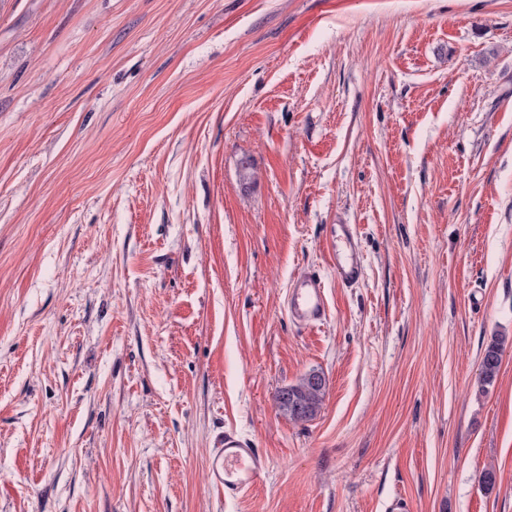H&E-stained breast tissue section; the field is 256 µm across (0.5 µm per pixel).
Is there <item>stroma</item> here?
Wrapping results in <instances>:
<instances>
[{
    "mask_svg": "<svg viewBox=\"0 0 512 512\" xmlns=\"http://www.w3.org/2000/svg\"><path fill=\"white\" fill-rule=\"evenodd\" d=\"M228 428L270 462L239 503ZM398 497L512 512V0H0V512ZM327 251L336 280L345 287H352L363 277V268L358 257V240L352 224L336 227V239L328 242ZM288 316L301 326L313 327L327 315L325 287L319 273L305 269L288 289ZM506 341L507 337L497 336L485 348L479 370L482 388L491 385L497 378ZM311 373L319 372L314 370L308 372L299 380L297 384L279 390L275 397L278 403V397L280 393L288 389V393L290 394L291 392L294 395L295 399L303 405L304 409H306V412L301 416H296L294 410L291 409L290 406H288V403L278 404L279 408L284 413L288 414V417L297 422L307 421L314 417L322 403L325 394V387L322 390H320L308 385L307 378ZM255 446L234 429H225L218 438L208 473L211 486L221 491L224 499H240L266 472L269 459Z\"/></svg>",
    "mask_w": 512,
    "mask_h": 512,
    "instance_id": "35a3bbf8",
    "label": "stroma"
}]
</instances>
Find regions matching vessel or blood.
<instances>
[{"label":"vessel or blood","instance_id":"obj_1","mask_svg":"<svg viewBox=\"0 0 512 512\" xmlns=\"http://www.w3.org/2000/svg\"><path fill=\"white\" fill-rule=\"evenodd\" d=\"M336 279L343 286L359 283L363 268L358 257V240L354 225L340 224L335 239L327 248ZM327 315L325 287L319 273L306 269L292 281L288 290V316L295 323L313 327ZM269 459L254 442L236 430L228 429L218 438L216 450L209 461L208 473L212 487L228 500L243 497L266 472Z\"/></svg>","mask_w":512,"mask_h":512}]
</instances>
